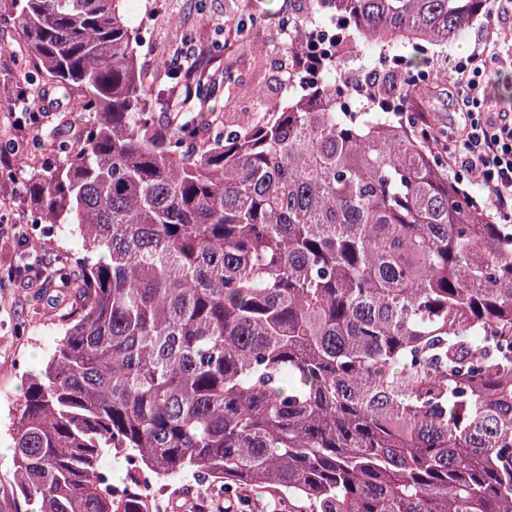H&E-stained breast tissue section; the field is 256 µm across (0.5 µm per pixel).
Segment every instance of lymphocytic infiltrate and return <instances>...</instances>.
Returning a JSON list of instances; mask_svg holds the SVG:
<instances>
[{
    "instance_id": "lymphocytic-infiltrate-1",
    "label": "lymphocytic infiltrate",
    "mask_w": 512,
    "mask_h": 512,
    "mask_svg": "<svg viewBox=\"0 0 512 512\" xmlns=\"http://www.w3.org/2000/svg\"><path fill=\"white\" fill-rule=\"evenodd\" d=\"M512 68V48L492 34L472 54L448 66V96L462 116L448 129L445 154L458 178L477 176L503 224L512 223V113L493 111L485 94L490 66Z\"/></svg>"
}]
</instances>
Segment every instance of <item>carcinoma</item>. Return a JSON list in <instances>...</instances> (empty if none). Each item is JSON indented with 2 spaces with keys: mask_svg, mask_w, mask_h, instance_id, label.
<instances>
[{
  "mask_svg": "<svg viewBox=\"0 0 512 512\" xmlns=\"http://www.w3.org/2000/svg\"><path fill=\"white\" fill-rule=\"evenodd\" d=\"M122 0H0L33 70L88 124L28 168L47 224L89 256L61 267L63 338L9 430L12 512H157L151 478L272 488L288 512H512V224L448 170V137L403 112L336 111L358 79L293 103L253 91L200 137L148 99ZM372 48L446 45L487 0H304ZM306 52L309 28L294 18ZM379 104L412 89L368 74ZM125 457L119 492L103 460Z\"/></svg>",
  "mask_w": 512,
  "mask_h": 512,
  "instance_id": "carcinoma-1",
  "label": "carcinoma"
}]
</instances>
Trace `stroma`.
Wrapping results in <instances>:
<instances>
[{
    "instance_id": "obj_1",
    "label": "stroma",
    "mask_w": 512,
    "mask_h": 512,
    "mask_svg": "<svg viewBox=\"0 0 512 512\" xmlns=\"http://www.w3.org/2000/svg\"><path fill=\"white\" fill-rule=\"evenodd\" d=\"M281 0H124L122 5L129 19H140L148 27V33L140 43L144 67L154 71L156 61L166 53L191 42L195 51L206 50L218 35L235 28L241 16L251 14L254 9L265 12L261 26L249 33L247 44L232 43L223 57L214 60L207 75L214 87L213 95L205 100H193L191 110L197 112H221L224 109L225 93L244 97L254 84H261L268 97H280L283 92V70L286 60L273 52L272 46L280 40L278 16ZM495 27L500 40L512 39V19L497 24L489 20H478L459 40L445 47H430L425 53L424 67L439 71L445 58L468 55L478 38L488 27ZM268 46L265 56H255L254 46ZM230 66L241 76V82L232 90H225L223 66ZM42 82L26 60H15L10 56L0 57V141L14 137L18 127H25L29 137L38 139L36 155L42 161H54L59 147L66 138L61 128L62 118H69L73 127L86 124L83 113L62 115L61 106L68 100L62 89L51 88L52 104L42 105L38 114H24L25 104L35 102L41 93ZM414 107L427 112L439 129H447L449 123L459 121L460 115L448 99V80L440 78L416 89L412 96ZM34 208L25 194L23 176L0 185V222L23 224L30 238L38 244L40 257L53 260L62 255L80 259L85 255L79 236L59 237L53 225L35 228L28 221ZM32 287L0 284V393H9L14 402H21L27 378L38 375L48 352L61 337V321L54 303V294L48 289V276L31 272ZM20 323L41 324L40 334L17 339L15 327ZM18 358L24 363L19 375L9 374L5 366L8 360Z\"/></svg>"
}]
</instances>
